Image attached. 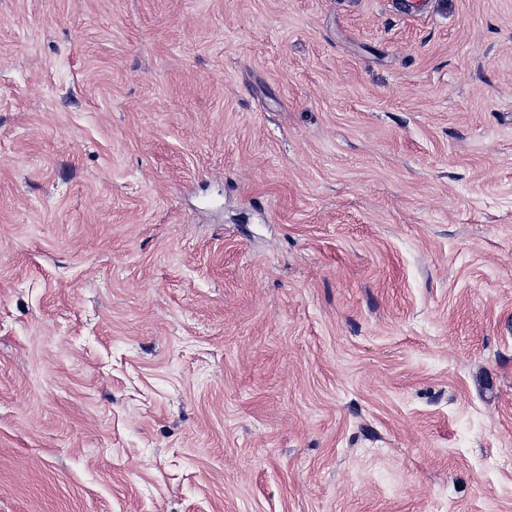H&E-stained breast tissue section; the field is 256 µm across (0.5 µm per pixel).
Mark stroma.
I'll return each mask as SVG.
<instances>
[{
	"label": "stroma",
	"mask_w": 512,
	"mask_h": 512,
	"mask_svg": "<svg viewBox=\"0 0 512 512\" xmlns=\"http://www.w3.org/2000/svg\"><path fill=\"white\" fill-rule=\"evenodd\" d=\"M0 0V512H512V0Z\"/></svg>",
	"instance_id": "1"
}]
</instances>
